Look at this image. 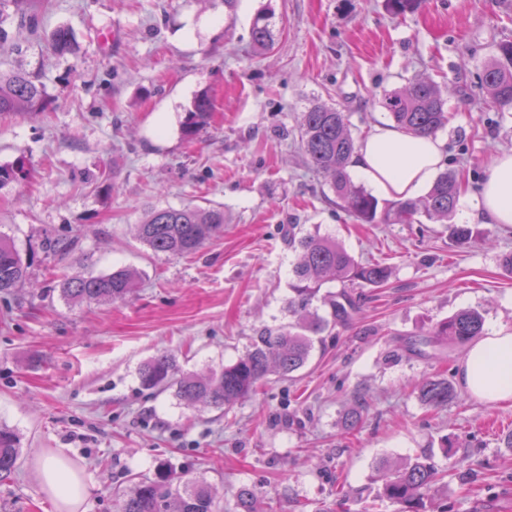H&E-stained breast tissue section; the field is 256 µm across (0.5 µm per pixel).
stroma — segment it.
<instances>
[{
  "label": "stroma",
  "instance_id": "stroma-1",
  "mask_svg": "<svg viewBox=\"0 0 512 512\" xmlns=\"http://www.w3.org/2000/svg\"><path fill=\"white\" fill-rule=\"evenodd\" d=\"M275 14L274 48L251 41L254 16ZM5 27L0 69L38 75L52 106L0 118V166L24 181L0 187V235L32 257L30 277L0 297V423L20 436L0 512H57L42 490V453L86 476V512H118L115 488L172 474L215 487L224 512L247 486L276 512H399L379 499L375 467L426 455L445 473L432 512H512V401L460 387L464 348L420 337L464 308L485 330L512 331V274L500 263L512 229L453 246L441 224H359L332 204L297 142L315 102L347 112L355 138L388 121L385 93L415 76L448 89L443 168L464 158L475 192L489 158L512 151V108L482 104L483 72L512 40V0H423L392 16L386 0H51L39 37ZM68 28L74 50H52ZM213 117L195 139L182 125L200 92ZM108 178V193L97 192ZM224 211V231L186 257L154 254L135 226L154 207ZM335 237L357 259L393 267L382 288H357L359 312L336 326L296 382L270 378L232 406L189 408L174 391L148 396L138 368L161 352L202 372L242 356L252 336L288 324L294 254L287 225ZM66 234L55 256L43 239ZM135 269L124 300L75 305L66 277ZM409 340L418 351L403 350ZM443 373L457 390L440 409L414 383ZM370 403L356 430L344 413ZM345 498H338L337 488Z\"/></svg>",
  "mask_w": 512,
  "mask_h": 512
}]
</instances>
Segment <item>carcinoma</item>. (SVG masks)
Segmentation results:
<instances>
[{"label": "carcinoma", "mask_w": 512, "mask_h": 512, "mask_svg": "<svg viewBox=\"0 0 512 512\" xmlns=\"http://www.w3.org/2000/svg\"><path fill=\"white\" fill-rule=\"evenodd\" d=\"M37 0H0V16L11 11L27 23L34 34L39 27ZM393 15L415 12L422 0H387ZM252 42L259 52L274 46L272 15L260 12L251 26ZM54 48L64 54L74 50L72 36L65 28L52 35ZM485 104L502 108L512 106V40L502 41L496 55L486 66L482 79ZM51 103L38 76L27 72L0 73V116L44 110ZM446 97L440 85L417 77L400 90L384 94L382 107L394 125L409 133L423 136L436 134L448 124ZM212 101L200 93L183 126L187 138L195 137L206 125ZM300 143L306 164L327 179L336 202L345 207L362 224H413L420 217L446 223L451 220L462 189L458 172L446 170L438 175L430 189L420 198L380 206L379 201L349 174V160L356 141L346 113L325 103H316L303 113ZM224 229V211L186 205L150 210L136 225L137 238L155 253L188 256ZM474 230L466 224L450 226L449 238L458 247L472 242ZM76 241L68 236L49 237L42 243L46 254L74 249ZM288 246L296 253L292 266V296L288 312L293 321L277 329H263L254 337L250 348L234 363L212 369L205 375L183 371L174 355L162 353L145 362L138 371L141 390L151 395L171 387L188 407H222L248 397L271 375L294 379V374L308 363L316 345L338 324L350 321L358 312L353 297L355 288H381L391 278V265L376 260L360 261L336 239L298 232V225L288 227ZM30 263L25 261L14 243L0 236V294L10 295L29 277ZM136 271L121 267L105 275L71 277L61 283L62 296L74 303L84 301L113 302L130 295L136 287ZM339 284V291L322 297L327 313L312 308L323 285ZM482 315L474 309L459 310L437 323L423 342H445L464 346L483 334ZM418 399L425 405L440 408L456 398L448 379L424 378L417 385ZM19 448L15 433L0 425V483L12 478ZM383 481L380 497L402 506V512H421L439 482L438 467L426 456H417L394 468L384 461L378 467ZM235 512H274L268 501L241 486L234 493ZM214 489L203 481L183 482L167 475L157 479L141 478L123 495L120 512H216Z\"/></svg>", "instance_id": "1"}]
</instances>
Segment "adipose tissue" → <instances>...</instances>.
<instances>
[{"instance_id":"ef3b65f1","label":"adipose tissue","mask_w":512,"mask_h":512,"mask_svg":"<svg viewBox=\"0 0 512 512\" xmlns=\"http://www.w3.org/2000/svg\"><path fill=\"white\" fill-rule=\"evenodd\" d=\"M447 150L444 137H419L377 124L358 142L350 168L385 197L414 199L433 182ZM460 217L512 226V153L492 155L478 192L462 196ZM460 378L472 396L492 403L512 400V331H492L471 345L461 363ZM40 474L43 490L64 512H80L86 483L68 474L61 455H43Z\"/></svg>"}]
</instances>
